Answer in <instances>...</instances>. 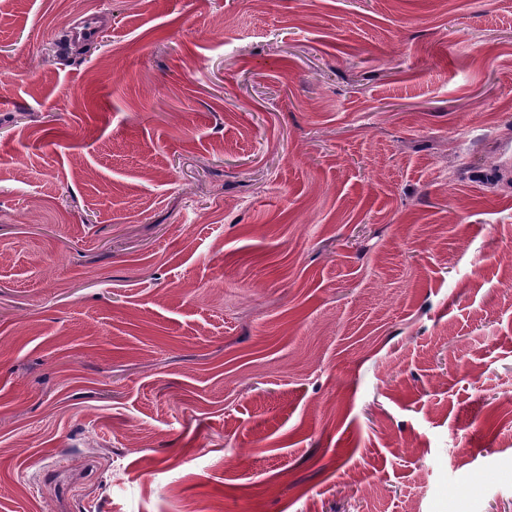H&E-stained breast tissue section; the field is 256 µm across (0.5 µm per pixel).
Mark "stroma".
Instances as JSON below:
<instances>
[{"instance_id":"stroma-1","label":"stroma","mask_w":512,"mask_h":512,"mask_svg":"<svg viewBox=\"0 0 512 512\" xmlns=\"http://www.w3.org/2000/svg\"><path fill=\"white\" fill-rule=\"evenodd\" d=\"M512 0H0V512H512Z\"/></svg>"}]
</instances>
